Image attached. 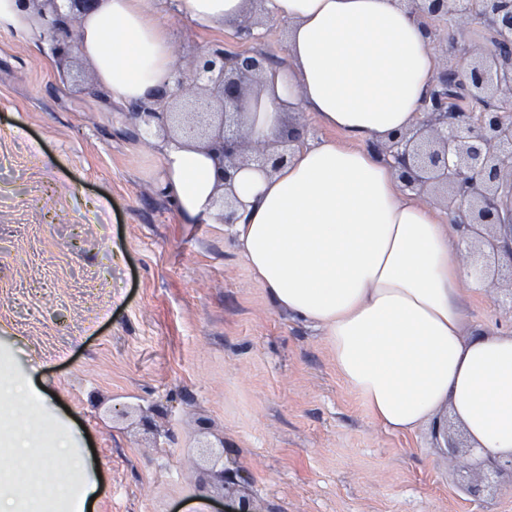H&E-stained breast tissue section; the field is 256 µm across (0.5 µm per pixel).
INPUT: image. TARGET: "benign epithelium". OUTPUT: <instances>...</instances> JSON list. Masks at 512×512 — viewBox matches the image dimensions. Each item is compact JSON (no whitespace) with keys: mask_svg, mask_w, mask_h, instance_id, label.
I'll return each instance as SVG.
<instances>
[{"mask_svg":"<svg viewBox=\"0 0 512 512\" xmlns=\"http://www.w3.org/2000/svg\"><path fill=\"white\" fill-rule=\"evenodd\" d=\"M27 6L52 7L48 34L52 52L66 61L77 38L71 25L93 11L100 0H20ZM430 20L456 21L464 15L485 18L492 48L443 71L425 100L426 117L413 133L375 146L398 168L403 186L420 197H433L456 213L454 226L468 238L472 257L504 258L512 266V210L501 213L499 190H512V0H409ZM269 59L259 52L232 53L212 46L200 52L187 70L173 71L172 83L153 91L151 102L132 107L136 136L147 140L154 128L175 130L196 140L220 161V179L228 182L240 166L257 162L272 167L287 159V144L305 136L296 128L272 143L248 149L240 116L247 111L248 85L259 83ZM448 455L476 467L480 495L486 483L512 475V456L477 455L446 436ZM209 478L224 489L241 479L224 466V447H208Z\"/></svg>","mask_w":512,"mask_h":512,"instance_id":"7a95c632","label":"benign epithelium"}]
</instances>
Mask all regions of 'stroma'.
Wrapping results in <instances>:
<instances>
[{
  "mask_svg": "<svg viewBox=\"0 0 512 512\" xmlns=\"http://www.w3.org/2000/svg\"><path fill=\"white\" fill-rule=\"evenodd\" d=\"M158 10L175 66L248 48L177 0ZM47 45L0 31V352L42 389L16 425L78 429L102 486L91 512H231L201 486L206 441L257 512H512V476L471 496L443 435L369 413L323 330L272 305L221 227L182 222L157 141L87 93L86 65L48 66ZM457 300L465 334L512 330L493 288Z\"/></svg>",
  "mask_w": 512,
  "mask_h": 512,
  "instance_id": "1",
  "label": "stroma"
}]
</instances>
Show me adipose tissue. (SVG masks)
<instances>
[{"label":"adipose tissue","mask_w":512,"mask_h":512,"mask_svg":"<svg viewBox=\"0 0 512 512\" xmlns=\"http://www.w3.org/2000/svg\"><path fill=\"white\" fill-rule=\"evenodd\" d=\"M210 30L241 18L248 0H183ZM288 24L287 66L266 65L245 128L276 140L287 115L317 114L340 140L295 147L277 169L245 165L222 193L212 156L173 137L161 144L159 188L186 224L229 231L274 306L324 330L341 378L384 426L412 431L449 407L476 452L512 456V331L462 336L454 300L469 280L466 241L433 205L409 198L371 146L416 127L435 80L432 35L403 0H263ZM175 35L156 0H101L82 19L77 57L113 101L147 100L172 74ZM42 454L34 483L0 470V512H41L43 494L99 490L81 460L70 485Z\"/></svg>","instance_id":"adipose-tissue-1"}]
</instances>
